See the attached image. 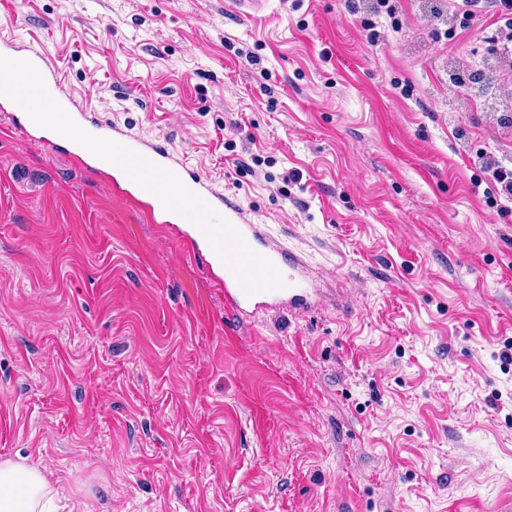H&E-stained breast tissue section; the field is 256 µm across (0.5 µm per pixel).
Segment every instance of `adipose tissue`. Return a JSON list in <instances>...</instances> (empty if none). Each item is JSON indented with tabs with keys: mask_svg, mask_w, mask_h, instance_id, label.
Listing matches in <instances>:
<instances>
[{
	"mask_svg": "<svg viewBox=\"0 0 512 512\" xmlns=\"http://www.w3.org/2000/svg\"><path fill=\"white\" fill-rule=\"evenodd\" d=\"M54 492L46 467L0 458V512H58Z\"/></svg>",
	"mask_w": 512,
	"mask_h": 512,
	"instance_id": "obj_1",
	"label": "adipose tissue"
}]
</instances>
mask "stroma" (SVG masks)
<instances>
[{"instance_id": "stroma-1", "label": "stroma", "mask_w": 512, "mask_h": 512, "mask_svg": "<svg viewBox=\"0 0 512 512\" xmlns=\"http://www.w3.org/2000/svg\"><path fill=\"white\" fill-rule=\"evenodd\" d=\"M495 0H0L101 120L303 257L224 311L206 253L0 112V456L89 512H512V60Z\"/></svg>"}]
</instances>
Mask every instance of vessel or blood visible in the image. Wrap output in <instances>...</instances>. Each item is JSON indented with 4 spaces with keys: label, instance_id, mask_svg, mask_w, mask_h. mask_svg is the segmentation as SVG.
<instances>
[{
    "label": "vessel or blood",
    "instance_id": "1",
    "mask_svg": "<svg viewBox=\"0 0 512 512\" xmlns=\"http://www.w3.org/2000/svg\"><path fill=\"white\" fill-rule=\"evenodd\" d=\"M0 56L30 61L41 73L50 95L65 109L69 116L88 133L115 141L148 159L176 172L183 184L200 196L220 216L230 222L242 235L249 247L268 258L280 272L282 288L246 294L234 273L219 259L212 257L211 271L217 285L224 291V309L233 316L243 318L258 312L285 307L291 310L308 311L317 303L316 291L311 287L307 268L301 257L278 244L270 243L257 225L249 223L241 209L224 194L216 192L211 182L200 173L177 167L169 150L154 141L134 137L118 125L88 121L87 110L63 90L60 69L49 62L44 53L33 48H20L10 39L0 40ZM107 175L125 196L138 203L159 224H174L177 213L167 211L160 199L132 181L116 165H108Z\"/></svg>",
    "mask_w": 512,
    "mask_h": 512
}]
</instances>
